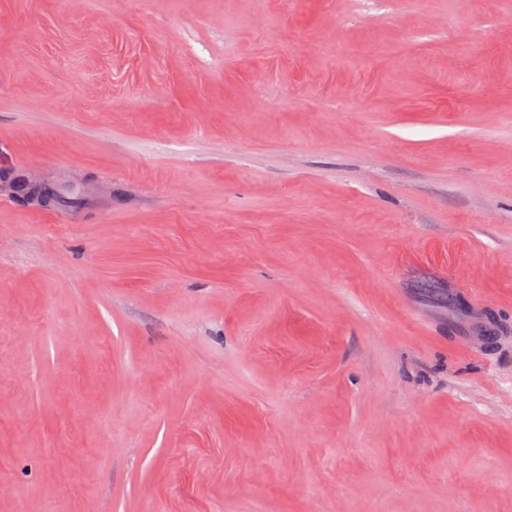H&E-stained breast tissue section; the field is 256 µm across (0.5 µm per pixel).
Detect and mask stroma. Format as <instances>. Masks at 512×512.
Instances as JSON below:
<instances>
[{"label":"stroma","mask_w":512,"mask_h":512,"mask_svg":"<svg viewBox=\"0 0 512 512\" xmlns=\"http://www.w3.org/2000/svg\"><path fill=\"white\" fill-rule=\"evenodd\" d=\"M19 173L0 512H512V0H0Z\"/></svg>","instance_id":"obj_1"}]
</instances>
